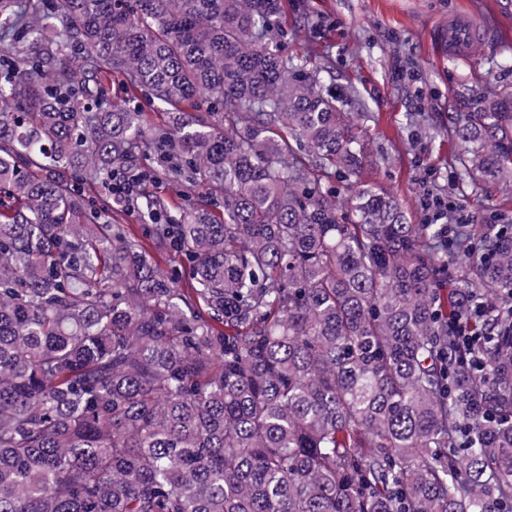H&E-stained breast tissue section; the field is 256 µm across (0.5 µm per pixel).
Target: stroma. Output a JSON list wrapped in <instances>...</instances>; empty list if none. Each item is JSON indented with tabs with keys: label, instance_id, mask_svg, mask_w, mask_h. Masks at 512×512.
I'll return each instance as SVG.
<instances>
[{
	"label": "stroma",
	"instance_id": "stroma-1",
	"mask_svg": "<svg viewBox=\"0 0 512 512\" xmlns=\"http://www.w3.org/2000/svg\"><path fill=\"white\" fill-rule=\"evenodd\" d=\"M285 10L289 52L303 53V31L315 28L317 61L358 117L365 179L390 190L417 223L451 208L460 224L479 206L487 223L512 225V188L474 196L448 134L452 90L504 77L512 0H285ZM453 17L478 21L483 37L470 58H449L438 40Z\"/></svg>",
	"mask_w": 512,
	"mask_h": 512
}]
</instances>
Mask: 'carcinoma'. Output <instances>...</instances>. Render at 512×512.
<instances>
[{"mask_svg": "<svg viewBox=\"0 0 512 512\" xmlns=\"http://www.w3.org/2000/svg\"><path fill=\"white\" fill-rule=\"evenodd\" d=\"M281 15L0 0V512H512V226L363 182ZM453 107L512 180V83Z\"/></svg>", "mask_w": 512, "mask_h": 512, "instance_id": "cac0c4a2", "label": "carcinoma"}]
</instances>
